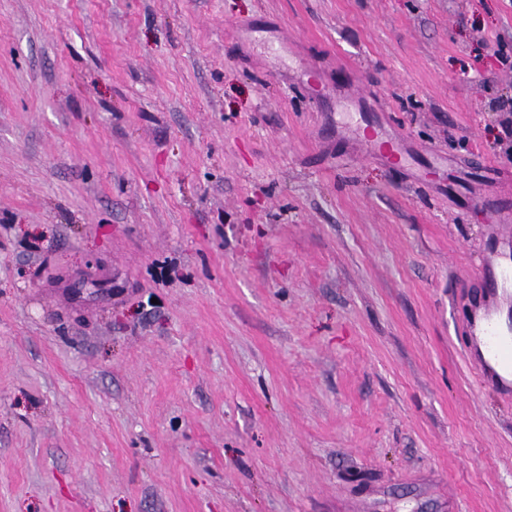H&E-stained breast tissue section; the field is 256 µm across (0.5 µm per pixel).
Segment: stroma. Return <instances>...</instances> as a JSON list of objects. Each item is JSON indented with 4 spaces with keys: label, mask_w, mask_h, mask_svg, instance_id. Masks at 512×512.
I'll return each mask as SVG.
<instances>
[{
    "label": "stroma",
    "mask_w": 512,
    "mask_h": 512,
    "mask_svg": "<svg viewBox=\"0 0 512 512\" xmlns=\"http://www.w3.org/2000/svg\"><path fill=\"white\" fill-rule=\"evenodd\" d=\"M504 53L512 0H0V512H512ZM504 249L496 254L493 263L496 272L490 287L484 288L481 296L470 309L471 318L465 346L478 372L480 383L492 390L499 386L511 385V379L502 374L492 363H500L512 375V340L506 343L499 329L498 317L507 295L508 286L512 285V250L506 243Z\"/></svg>",
    "instance_id": "stroma-1"
}]
</instances>
